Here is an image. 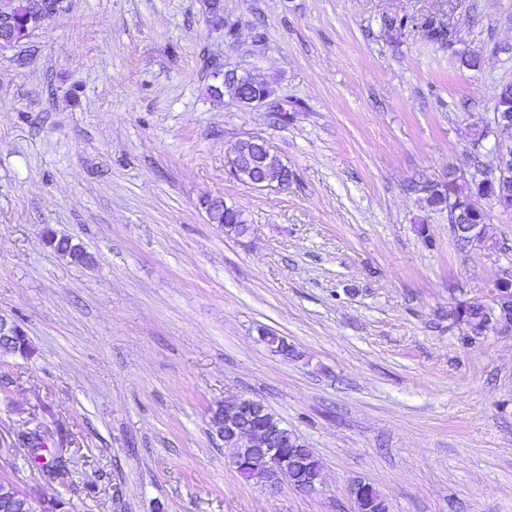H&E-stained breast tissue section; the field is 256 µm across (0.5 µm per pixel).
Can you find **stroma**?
I'll return each instance as SVG.
<instances>
[{
  "label": "stroma",
  "mask_w": 512,
  "mask_h": 512,
  "mask_svg": "<svg viewBox=\"0 0 512 512\" xmlns=\"http://www.w3.org/2000/svg\"><path fill=\"white\" fill-rule=\"evenodd\" d=\"M0 54V312L30 356L0 354V479L60 512H512V338L462 344L450 313L512 262L464 248L413 183L470 174L467 149L512 84V0H68ZM453 20L480 65L413 28ZM259 72L280 113L211 95ZM292 171L229 174L239 137ZM223 198L242 237L209 223ZM425 233H418V224ZM95 258L49 251L46 231ZM267 327L292 350L258 339ZM263 400L322 460L323 484L267 490L227 463L210 410ZM61 455L49 482L19 435ZM244 140L258 141L261 147L259 154L247 163L242 159L240 152L251 155L254 152V146L245 143L240 146L239 152L237 146ZM228 164L229 173L233 179L255 188L272 186L275 182L284 186L288 184L291 177L290 170L280 161L269 143L257 136L246 135L238 138L230 147ZM365 484L363 481H354L350 484L348 488L349 497L354 502L357 511V504L359 502V512H388L389 505L385 498L376 490L374 487L369 485L365 491H363L362 496L359 501V490Z\"/></svg>",
  "instance_id": "35a3bbf8"
}]
</instances>
